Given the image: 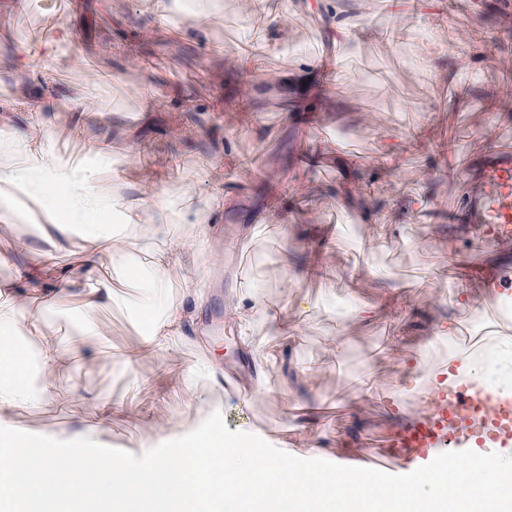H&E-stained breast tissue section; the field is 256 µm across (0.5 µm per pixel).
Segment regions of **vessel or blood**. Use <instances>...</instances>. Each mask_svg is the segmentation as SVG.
Listing matches in <instances>:
<instances>
[{"instance_id": "vessel-or-blood-1", "label": "vessel or blood", "mask_w": 512, "mask_h": 512, "mask_svg": "<svg viewBox=\"0 0 512 512\" xmlns=\"http://www.w3.org/2000/svg\"><path fill=\"white\" fill-rule=\"evenodd\" d=\"M484 181L496 184L502 197L493 204L491 220L512 231V151L497 150L482 165ZM392 458L424 466L434 449H469L483 453L512 446V395L494 393L472 382H450L430 402L427 413L389 436Z\"/></svg>"}]
</instances>
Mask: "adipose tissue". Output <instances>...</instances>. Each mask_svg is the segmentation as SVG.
<instances>
[{"label": "adipose tissue", "instance_id": "1", "mask_svg": "<svg viewBox=\"0 0 512 512\" xmlns=\"http://www.w3.org/2000/svg\"><path fill=\"white\" fill-rule=\"evenodd\" d=\"M13 147L21 156L19 166H0V183L21 186L37 201L51 222L40 251L42 264L23 271L22 282L0 287V416L16 409L40 404L49 394V382L33 385L23 358L14 356L9 346L15 335L39 337L38 356L43 370L50 371L85 357L94 336L98 313L113 306L141 310L152 324L156 345L170 349L179 344L188 314L182 305L169 300L174 275H181L186 289L197 288L216 268L215 257L199 261L208 249L207 215H198L193 231L184 236H166L156 244L145 267L129 261L126 237L106 220L113 209L112 198L92 185L80 173L79 163L64 159L43 145L42 134L27 127L17 134ZM69 250L78 256L75 267L62 271L54 264L57 251ZM52 277L54 287L41 290L40 309L23 308L26 283ZM71 305L83 317L85 328L63 339H42V313ZM512 363V334L498 331L494 337L473 339L448 356L447 364L430 370V378L447 375L449 366L467 373L475 381L493 375L490 354Z\"/></svg>", "mask_w": 512, "mask_h": 512}]
</instances>
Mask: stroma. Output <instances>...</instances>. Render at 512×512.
Instances as JSON below:
<instances>
[{
    "mask_svg": "<svg viewBox=\"0 0 512 512\" xmlns=\"http://www.w3.org/2000/svg\"><path fill=\"white\" fill-rule=\"evenodd\" d=\"M305 0H270L284 11V34L301 52L320 59L325 16ZM355 26L334 53L333 80L319 79L323 99L310 118H298L274 98H260L261 72L287 74L296 56L261 57L260 69L242 62L239 37L251 28V0H218L205 19L170 24L144 9L142 0H0V163L18 158L11 144L18 127L35 123L50 148L82 159V173L104 188L118 187L135 204L150 194L167 200L187 194L197 207L212 196L234 198L214 213L209 247L223 258L194 293L179 294L189 314L177 351L145 342L146 317L113 307L100 315L108 334L90 353L51 373L52 394L38 408L0 418V425L35 434L84 437L135 452L149 423L166 427L165 439L196 428L220 411L229 430L279 441L285 452L309 457L317 433L323 459L379 460L381 471L412 472L387 457L382 441L417 417L433 391L418 363L448 359L439 328L451 319L477 331L497 308L480 287L512 277V242L474 232L461 222L490 151L512 146V109L490 106V95L512 83V0H341ZM73 31L60 61L15 66L18 35L51 40L58 25ZM465 35L449 42V33ZM424 51L432 69L416 58ZM456 86L469 91L453 107L448 69L457 59ZM93 80L92 109L74 112L69 101ZM41 98L42 112H24L26 97ZM348 139L336 136L338 127ZM108 136L113 164L88 163L86 148ZM366 189L371 221L352 216L343 201L344 168ZM291 189L282 226L264 237L247 234L264 197ZM19 213L0 226V283L20 278L33 261L47 224L40 207L20 191L0 198ZM473 284L468 294L479 317L461 316L458 270ZM280 310L286 334L271 337L268 351L245 343L230 306L247 286ZM331 296H324V286ZM356 297L370 315L337 316L333 299ZM224 373L211 377L196 365L213 341ZM133 367H126L128 352ZM241 386L270 383L274 402L224 391V374ZM382 378L372 392L361 380ZM117 410L106 413V401Z\"/></svg>",
    "mask_w": 512,
    "mask_h": 512,
    "instance_id": "35a3bbf8",
    "label": "stroma"
}]
</instances>
